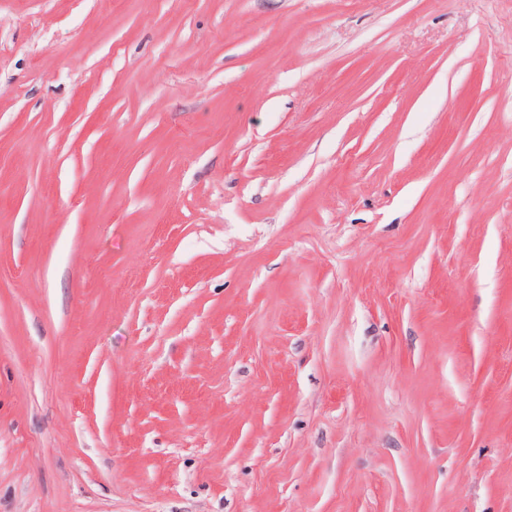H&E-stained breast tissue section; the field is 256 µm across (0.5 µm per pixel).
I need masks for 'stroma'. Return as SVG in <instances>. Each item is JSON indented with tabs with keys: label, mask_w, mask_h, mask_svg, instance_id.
I'll return each instance as SVG.
<instances>
[{
	"label": "stroma",
	"mask_w": 512,
	"mask_h": 512,
	"mask_svg": "<svg viewBox=\"0 0 512 512\" xmlns=\"http://www.w3.org/2000/svg\"><path fill=\"white\" fill-rule=\"evenodd\" d=\"M0 512H512V0H0Z\"/></svg>",
	"instance_id": "35a3bbf8"
}]
</instances>
